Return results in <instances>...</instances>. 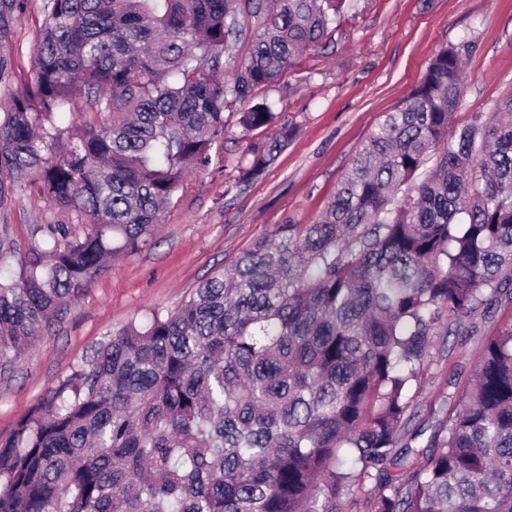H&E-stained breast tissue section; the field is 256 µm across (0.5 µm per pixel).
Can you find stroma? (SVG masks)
I'll list each match as a JSON object with an SVG mask.
<instances>
[{
    "instance_id": "obj_1",
    "label": "stroma",
    "mask_w": 512,
    "mask_h": 512,
    "mask_svg": "<svg viewBox=\"0 0 512 512\" xmlns=\"http://www.w3.org/2000/svg\"><path fill=\"white\" fill-rule=\"evenodd\" d=\"M42 25L34 0L14 21L0 51L15 61L0 82V105L33 83L32 47ZM471 40L463 61V99L454 121L467 123L512 94V0H355L318 47L280 84L260 90L280 126L295 137L258 176H242L261 136H243L237 112H225L224 144L209 168L191 171L157 224L149 247L119 257L85 296L72 303L8 365H0V435H8L38 399L72 375L102 343L153 309L177 308L198 284L238 257L276 224H310L333 198L363 142L410 93L435 53ZM53 224L78 239L85 219L54 207L39 184L0 204L16 257L41 249ZM512 321V307L480 321L477 335L439 337L419 388L413 426L432 428L467 381L484 341Z\"/></svg>"
}]
</instances>
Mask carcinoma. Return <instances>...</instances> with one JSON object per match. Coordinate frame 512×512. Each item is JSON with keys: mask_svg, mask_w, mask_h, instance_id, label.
Wrapping results in <instances>:
<instances>
[{"mask_svg": "<svg viewBox=\"0 0 512 512\" xmlns=\"http://www.w3.org/2000/svg\"><path fill=\"white\" fill-rule=\"evenodd\" d=\"M347 0H41L34 84L0 106V203L37 181L89 231L15 262L0 363L150 245L224 111L280 81ZM21 0H0V41ZM246 43L231 79L218 73ZM470 42L441 47L312 224H275L180 307L112 336L0 436V512H512V321L412 454L411 387L439 336L512 304V94L451 124ZM87 98L99 116L77 119ZM69 118L60 127L54 116ZM266 101L239 112L293 130Z\"/></svg>", "mask_w": 512, "mask_h": 512, "instance_id": "1", "label": "carcinoma"}]
</instances>
